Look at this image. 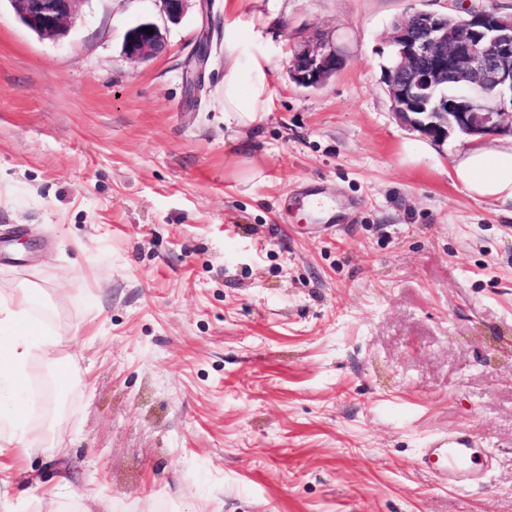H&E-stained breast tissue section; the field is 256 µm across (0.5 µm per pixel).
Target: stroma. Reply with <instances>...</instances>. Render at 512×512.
Segmentation results:
<instances>
[{
    "label": "stroma",
    "mask_w": 512,
    "mask_h": 512,
    "mask_svg": "<svg viewBox=\"0 0 512 512\" xmlns=\"http://www.w3.org/2000/svg\"><path fill=\"white\" fill-rule=\"evenodd\" d=\"M455 0H79L39 36L0 0V296L40 291L13 512H512V210L449 177L382 81L391 22ZM270 61V107L224 123V26ZM158 25L135 62L127 30ZM208 41L197 67L193 51ZM345 57L319 89L305 41ZM418 146L410 160L405 145ZM59 360L64 409L45 401ZM494 461L457 487L433 440ZM153 29V33L149 30ZM166 49V38L153 23H141L131 28L124 41L125 54L133 60L148 61L161 55ZM344 57L336 48L307 43L289 62L294 81L305 88H320L342 70ZM486 454L487 451L475 448L468 439L448 437L433 441L429 448H423L417 464L426 471L441 475L444 483L472 485L484 476L480 464L482 456Z\"/></svg>",
    "instance_id": "stroma-1"
}]
</instances>
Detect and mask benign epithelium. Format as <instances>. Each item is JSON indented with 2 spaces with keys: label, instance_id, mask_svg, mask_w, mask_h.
Instances as JSON below:
<instances>
[{
  "label": "benign epithelium",
  "instance_id": "7a95c632",
  "mask_svg": "<svg viewBox=\"0 0 512 512\" xmlns=\"http://www.w3.org/2000/svg\"><path fill=\"white\" fill-rule=\"evenodd\" d=\"M20 20L37 34L52 38L71 23L78 0H9ZM170 21L183 16L189 0H161ZM394 66L383 81L392 112L433 141L454 131L468 136L512 133V17L494 11L466 16L417 11L396 19L386 35ZM166 49V38L153 23L131 28L125 54L148 61ZM334 48L307 43L289 62L294 81L320 88L343 68Z\"/></svg>",
  "mask_w": 512,
  "mask_h": 512
}]
</instances>
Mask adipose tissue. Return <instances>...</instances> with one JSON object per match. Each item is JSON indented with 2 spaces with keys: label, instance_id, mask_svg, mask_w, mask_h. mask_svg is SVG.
<instances>
[{
  "label": "adipose tissue",
  "instance_id": "adipose-tissue-1",
  "mask_svg": "<svg viewBox=\"0 0 512 512\" xmlns=\"http://www.w3.org/2000/svg\"><path fill=\"white\" fill-rule=\"evenodd\" d=\"M224 119L255 124L269 107V58L261 44L242 37L230 21L224 37ZM452 178L469 196L512 202V141L491 147L472 141L452 163ZM35 289L0 298V447L18 440L19 423L30 400L23 379L36 352L54 346L51 328L41 318Z\"/></svg>",
  "mask_w": 512,
  "mask_h": 512
}]
</instances>
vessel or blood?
Segmentation results:
<instances>
[{
	"label": "vessel or blood",
	"mask_w": 512,
	"mask_h": 512,
	"mask_svg": "<svg viewBox=\"0 0 512 512\" xmlns=\"http://www.w3.org/2000/svg\"><path fill=\"white\" fill-rule=\"evenodd\" d=\"M482 449L464 438H444L433 441L423 449L419 458L420 468L442 477L455 486L478 483L484 476L479 460Z\"/></svg>",
	"instance_id": "vessel-or-blood-1"
}]
</instances>
